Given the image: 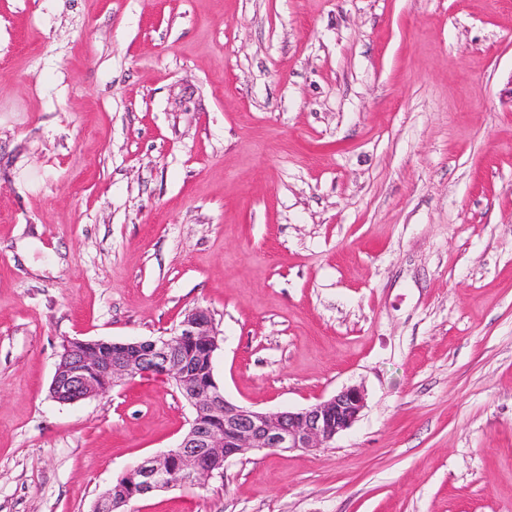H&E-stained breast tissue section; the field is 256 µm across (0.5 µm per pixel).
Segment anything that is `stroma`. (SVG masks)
<instances>
[{"label":"stroma","instance_id":"obj_1","mask_svg":"<svg viewBox=\"0 0 512 512\" xmlns=\"http://www.w3.org/2000/svg\"><path fill=\"white\" fill-rule=\"evenodd\" d=\"M211 313L225 397L363 391L126 512H512V0H0V512H91L192 412L64 340Z\"/></svg>","mask_w":512,"mask_h":512}]
</instances>
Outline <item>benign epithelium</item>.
<instances>
[{
  "instance_id": "obj_1",
  "label": "benign epithelium",
  "mask_w": 512,
  "mask_h": 512,
  "mask_svg": "<svg viewBox=\"0 0 512 512\" xmlns=\"http://www.w3.org/2000/svg\"><path fill=\"white\" fill-rule=\"evenodd\" d=\"M221 338L208 310L193 308L168 336L147 340L69 339L62 345L49 397L73 404L134 378L172 385L192 409L189 427L170 450L127 471L93 512H116L154 491L203 485L224 477V463L243 451L320 448L352 427L365 406L358 388L296 411H261L224 396L213 369Z\"/></svg>"
}]
</instances>
